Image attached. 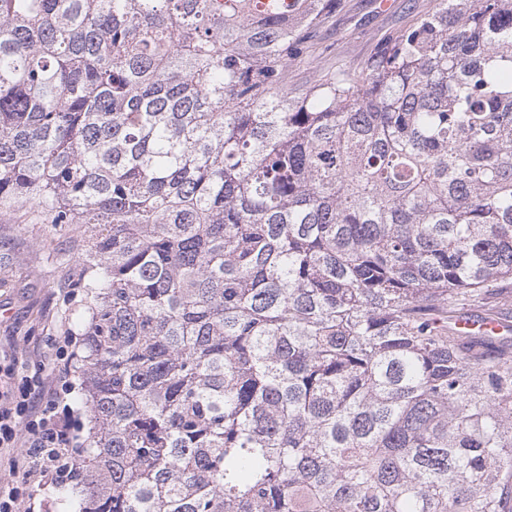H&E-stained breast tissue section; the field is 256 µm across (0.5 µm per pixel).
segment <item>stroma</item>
Wrapping results in <instances>:
<instances>
[{
	"mask_svg": "<svg viewBox=\"0 0 512 512\" xmlns=\"http://www.w3.org/2000/svg\"><path fill=\"white\" fill-rule=\"evenodd\" d=\"M343 0L329 24L318 64L294 62L289 82L310 84L319 68L344 62L358 65L389 34L413 18L414 6L433 0ZM77 255L74 235L49 224H28L18 213L0 211V359L18 355L25 373L53 375L57 342L72 322L64 302Z\"/></svg>",
	"mask_w": 512,
	"mask_h": 512,
	"instance_id": "obj_1",
	"label": "stroma"
}]
</instances>
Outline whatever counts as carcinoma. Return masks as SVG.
Masks as SVG:
<instances>
[{"label": "carcinoma", "mask_w": 512, "mask_h": 512, "mask_svg": "<svg viewBox=\"0 0 512 512\" xmlns=\"http://www.w3.org/2000/svg\"><path fill=\"white\" fill-rule=\"evenodd\" d=\"M0 0V209L79 237L77 512H512V0L359 67L342 0ZM318 69L317 64H311L305 59L294 62L290 68L289 84L295 88H302L310 84L317 76Z\"/></svg>", "instance_id": "cac0c4a2"}]
</instances>
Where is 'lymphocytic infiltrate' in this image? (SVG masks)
I'll return each instance as SVG.
<instances>
[{"instance_id":"lymphocytic-infiltrate-1","label":"lymphocytic infiltrate","mask_w":512,"mask_h":512,"mask_svg":"<svg viewBox=\"0 0 512 512\" xmlns=\"http://www.w3.org/2000/svg\"><path fill=\"white\" fill-rule=\"evenodd\" d=\"M64 338L56 356L58 375L20 374L18 366L0 369V512H51L52 502L32 505L34 488L46 489L72 480L81 459L82 428L67 397L74 389L71 366L75 353Z\"/></svg>"}]
</instances>
